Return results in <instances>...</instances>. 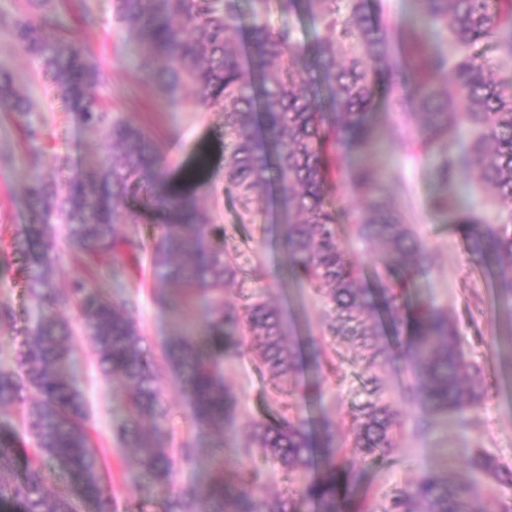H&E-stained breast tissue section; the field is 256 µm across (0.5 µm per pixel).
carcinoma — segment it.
<instances>
[{
  "label": "carcinoma",
  "instance_id": "carcinoma-1",
  "mask_svg": "<svg viewBox=\"0 0 512 512\" xmlns=\"http://www.w3.org/2000/svg\"><path fill=\"white\" fill-rule=\"evenodd\" d=\"M27 2L32 12L13 20L11 49L35 62L59 92L63 110L99 131L112 156L61 185L51 180L29 187L33 220L18 230L17 246L27 262L35 317L18 352L19 370L0 365V403L33 392L28 424L35 447L69 476L78 497L49 500L42 470L21 462L1 434V504L15 512H116L85 427V402L70 358L72 331L54 313L52 226L66 227L70 245L112 255L117 277L126 254L141 248L128 237L126 252L117 249L116 223L124 210L131 223L158 229L152 265L160 283H179L186 299L200 295L208 305L206 348L199 337L184 333L165 349L166 362L181 371L195 424L222 431L232 421L235 398L224 381V357L246 336L271 374L309 373L303 394L251 424L247 467L230 474L218 458L209 481L174 489L177 472L195 460V446L185 441L170 447L169 409L155 365L140 350L135 306L120 292L109 296L76 284L73 297L103 373L132 389L119 439L122 447L137 449L141 491L167 490L159 512H303L308 504L313 512H475L473 503L489 492V479L512 483V467L479 450L466 479L428 471L385 494L360 497L362 473L346 457L351 441L364 458L382 461L399 434L425 436L434 416L479 422L484 390L461 347L457 323L435 299L413 298L416 277L434 264L435 255L404 223L379 169L369 163L377 146L370 115L381 91L392 94L398 110L412 113L418 132L408 147L432 162L444 187L433 197L432 210L453 211V190L460 186L482 193L466 220L468 253L477 264L511 271L512 84L492 81L487 61L473 48L483 42L512 60V0H412L440 46L427 48L422 32L412 31L406 54L370 15L367 0H252L247 20L238 0H113V22L137 32L144 44L143 67L165 61L156 77L166 93L191 87L198 104L224 112V182L237 193L241 223L252 222V198L275 172L278 227L291 279L324 291L338 334L357 337L370 350L368 367L389 363L397 347L419 375L403 399L419 403L422 414L403 415L382 400L374 377L375 398L361 405L359 418L349 426L323 419L314 431L301 408L331 364L315 345L287 338L278 309L262 301L240 306L224 296L241 268L196 202L209 155L199 152L173 172L154 140L101 102L97 90L107 83V72L92 50L58 28L42 10L45 0ZM298 11L314 29L307 41L288 21ZM246 47L257 59L256 71L241 62ZM0 109L23 124L29 153L38 156L34 103L17 93L1 62ZM350 154L361 162L347 168L343 159ZM344 193L355 207L336 206ZM341 226L381 248L383 272L375 273L370 287L362 267L337 243ZM260 460L277 465L290 481L299 471L315 474L300 488L268 498L262 495L268 472Z\"/></svg>",
  "mask_w": 512,
  "mask_h": 512
}]
</instances>
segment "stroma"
<instances>
[{"mask_svg": "<svg viewBox=\"0 0 512 512\" xmlns=\"http://www.w3.org/2000/svg\"><path fill=\"white\" fill-rule=\"evenodd\" d=\"M78 2L61 0L55 18L67 34L89 46L107 70L109 83L98 94L109 110L141 127L160 144L171 166L187 164L196 152L208 150L210 166L197 189L198 202L213 223L223 228L224 249L243 270L242 276L226 287V295L240 304L259 299L279 308L290 333L314 337L321 344L336 370L327 374L321 397L308 413L339 423L350 420L371 397L372 373L364 364L367 352L360 342L337 335L324 312L320 293L290 279L286 251L269 222V193H262L252 202L254 223H241L236 192L224 182V145L219 138L224 127L223 112L195 107L190 92L173 98L159 87L152 73L141 66L137 35L113 26L112 0H90L97 16L90 27L80 19ZM10 46L11 32L0 25V62L10 68L20 92L36 104L32 119L41 130V139L40 157L31 159L19 123L13 115L0 111V153L12 157L11 163H0V303L10 305L16 314L13 326L0 328V362L8 366L13 365L24 329L34 317V305L24 291L23 260L15 244L17 226L31 220L25 190L52 176H73L87 162L106 157L111 151L97 131L63 112L56 90L46 88L30 58L11 51ZM373 121L384 151L373 157L372 163L385 169L386 185L396 207L436 256L434 266L417 280L418 296L447 305L449 317L459 325L464 350L482 368L487 384L478 426L462 424L452 416L436 418L427 436L400 437L393 454L373 464L364 461L356 448H348V459L364 471L368 491L377 493L404 485L427 470L461 479L479 449L512 466V317L496 287V276L472 262L460 230L474 199L461 198L455 211L447 215L434 212L430 200L440 185L430 166L404 146L417 134L414 121L394 111L387 100L379 103ZM135 230L144 248L124 268L125 293L136 306L141 349L156 364L157 383L168 400L167 428L174 442L190 439L196 445V472L184 470L180 476L186 479L193 475L203 482L209 477L215 452H222L227 471L242 467L245 458L240 447L250 423L274 414L281 403L289 401L290 387L301 384L302 379L278 380L252 361L249 348H239L224 360V378L236 398L233 423L222 432L198 428L181 395L180 377L165 363L163 351L173 336L204 324L206 304L199 298L190 307L179 308L181 290L176 285L158 294L150 251L157 230L151 224L133 226L126 217H119L118 236ZM55 257L60 295L57 314L74 332L71 349L85 401V424L100 452L103 476L115 495L117 512H156L152 498L139 491L134 449L118 447L116 426L124 415L129 391L120 380L102 374L80 310L71 297V288L78 281L90 288L102 287L112 258L62 242L57 245ZM256 267L275 270V280H253L249 272ZM375 374L380 378L384 401L403 404L406 414L420 413V405L403 401V389L418 382L407 362L396 361ZM29 406L26 400L0 406V431L10 437L20 455L31 457L35 445L27 427Z\"/></svg>", "mask_w": 512, "mask_h": 512, "instance_id": "obj_1", "label": "stroma"}]
</instances>
